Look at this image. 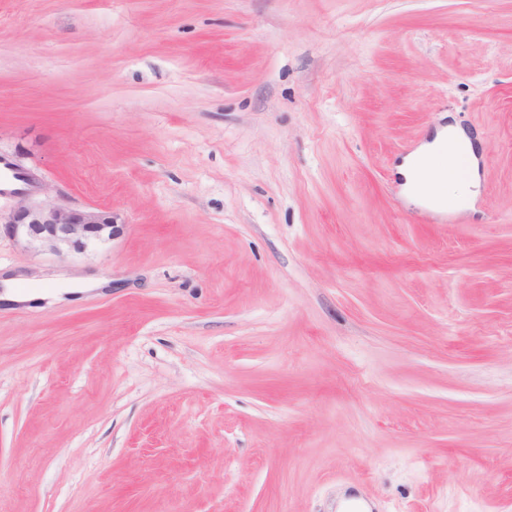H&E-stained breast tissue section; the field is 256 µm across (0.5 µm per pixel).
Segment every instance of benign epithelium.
<instances>
[{
  "label": "benign epithelium",
  "instance_id": "1",
  "mask_svg": "<svg viewBox=\"0 0 512 512\" xmlns=\"http://www.w3.org/2000/svg\"><path fill=\"white\" fill-rule=\"evenodd\" d=\"M25 198L20 195L17 207L0 213V228L29 251H48L58 256L81 254L112 240L122 230L108 209L28 204Z\"/></svg>",
  "mask_w": 512,
  "mask_h": 512
}]
</instances>
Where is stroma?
<instances>
[{"mask_svg":"<svg viewBox=\"0 0 512 512\" xmlns=\"http://www.w3.org/2000/svg\"><path fill=\"white\" fill-rule=\"evenodd\" d=\"M454 124L469 215L399 166ZM0 512H512V0H0ZM35 189V182L26 172L15 166L0 167V195L28 192ZM26 196L21 194L19 205L8 213L0 211V235L3 228L26 250L58 256L81 254L111 241L122 230L123 224H116V217L108 209L27 204Z\"/></svg>","mask_w":512,"mask_h":512,"instance_id":"stroma-1","label":"stroma"}]
</instances>
